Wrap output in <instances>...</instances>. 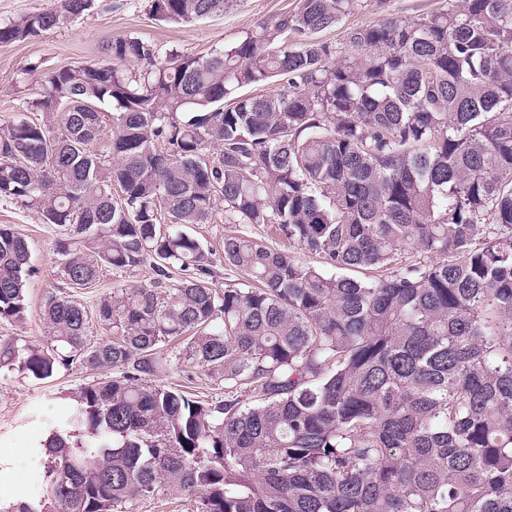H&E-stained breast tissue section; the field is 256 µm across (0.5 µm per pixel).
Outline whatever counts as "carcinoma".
<instances>
[{"instance_id": "cac0c4a2", "label": "carcinoma", "mask_w": 512, "mask_h": 512, "mask_svg": "<svg viewBox=\"0 0 512 512\" xmlns=\"http://www.w3.org/2000/svg\"><path fill=\"white\" fill-rule=\"evenodd\" d=\"M54 2L0 19V44L96 0ZM234 2L151 12L191 22ZM359 2L299 0L222 49L162 62L117 37L20 100L42 118L0 130V200L62 228L74 287L104 267L153 278L100 296L110 339L91 342L85 307L51 296L44 345L0 341V370L107 371L40 444L44 501L10 512H124L166 490L198 512H512V0L388 16L341 47L316 38ZM270 80L275 94L242 93ZM71 99L98 113L60 111ZM105 135L108 153L94 148ZM220 203L224 223L272 228L320 265L227 236L243 281L217 287L187 228ZM409 246L437 260L401 267ZM29 262L1 224L0 319H24ZM172 360L224 399L154 383Z\"/></svg>"}]
</instances>
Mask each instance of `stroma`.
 <instances>
[{"instance_id": "obj_1", "label": "stroma", "mask_w": 512, "mask_h": 512, "mask_svg": "<svg viewBox=\"0 0 512 512\" xmlns=\"http://www.w3.org/2000/svg\"><path fill=\"white\" fill-rule=\"evenodd\" d=\"M299 0H237L224 13L188 24L155 20L149 0H97L95 11L67 26L50 30L32 41L0 45V127L16 116L20 98L40 91L41 72L47 68L76 65L101 58L107 42L131 36L154 45L158 57L170 52L204 55L236 41L262 20L293 10ZM446 0H361L360 7L344 17L334 28L321 32L324 41L345 40L350 28L367 26L389 15L416 16L437 10ZM0 224L12 225L26 236L31 251L26 280L27 310L20 321L0 320V339L19 337L41 345L47 329L41 309L46 299L67 294L95 313L100 296L120 285H139L152 278L150 267L118 273L103 269L98 280L87 288L71 287L53 252L56 226L42 223L36 213L18 204L0 200ZM207 248L213 251L214 282L223 287L241 282L234 267L225 264V237L248 234L265 237L264 227L255 224H200L192 227ZM98 370L73 363L62 367L49 380H37L16 371L0 372V506L19 501H37L46 490L44 462L39 442L70 404V395L80 386L101 378ZM159 383L181 385L198 400H220L222 383L203 374L186 376L177 363L160 373Z\"/></svg>"}]
</instances>
